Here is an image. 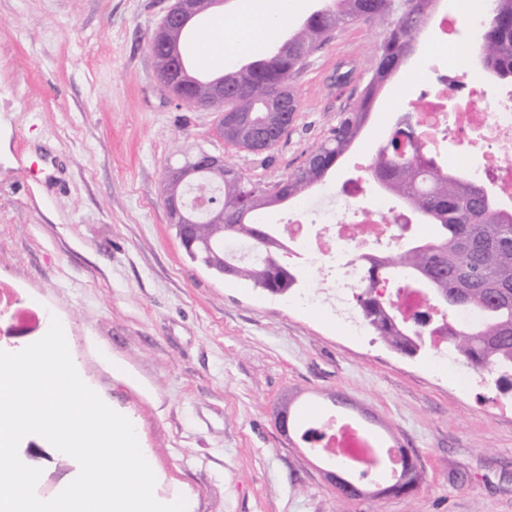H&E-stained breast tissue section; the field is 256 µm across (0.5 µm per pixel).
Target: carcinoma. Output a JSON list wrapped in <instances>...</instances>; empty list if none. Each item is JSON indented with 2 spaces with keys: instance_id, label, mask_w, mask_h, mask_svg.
<instances>
[{
  "instance_id": "1",
  "label": "carcinoma",
  "mask_w": 512,
  "mask_h": 512,
  "mask_svg": "<svg viewBox=\"0 0 512 512\" xmlns=\"http://www.w3.org/2000/svg\"><path fill=\"white\" fill-rule=\"evenodd\" d=\"M434 0H325L308 15L302 28H292L293 38L277 39L271 48L247 67L231 71L232 93L224 102L226 112H246L255 117L272 96L294 91L293 82L306 60L331 38L340 25L375 16L390 19L386 37L371 62V76L358 103L344 113L328 136L303 164L281 181L293 199L326 180L352 148L366 125L378 93L412 52ZM481 35L482 69L500 80H512V0H492ZM190 28H185L180 49L188 71L205 80L203 68L190 53ZM371 177L385 192L404 200L434 227L432 237L419 250L406 247L378 266H367L358 302L364 321L387 345L403 352L417 350L422 329L431 336H448L456 356L474 369L499 373L498 381L512 385V214L496 207L483 194L484 186L444 169L424 157L412 143L409 123L391 132L372 161ZM191 198L210 205L224 204L227 222L199 224L197 257L216 267L236 268V277L259 285L267 278V261L288 253L284 244L260 237L257 229L263 210L275 205L265 185L247 178L226 180L214 186L201 179L190 186ZM231 241H244L260 257L240 261L229 250ZM382 278L404 274L409 283L429 292L459 293L461 310L478 315L475 323L448 321L432 328L425 320L420 329L402 340L389 324L391 302L375 292V272Z\"/></svg>"
}]
</instances>
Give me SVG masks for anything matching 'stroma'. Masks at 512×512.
Wrapping results in <instances>:
<instances>
[{
    "mask_svg": "<svg viewBox=\"0 0 512 512\" xmlns=\"http://www.w3.org/2000/svg\"><path fill=\"white\" fill-rule=\"evenodd\" d=\"M171 0H0V350L63 324L81 379L133 424L156 476L154 494L187 512H512V385L462 365L432 371L428 345L391 350L364 327H337L335 311L296 304L324 289L298 277L272 295L192 261L164 207L169 168L204 150L255 182L295 171L357 104L384 18L336 29L294 81L300 106L265 157L224 142L219 115L177 105L149 49ZM426 24L383 88L371 118L326 183L359 174L396 125L386 102L443 88L430 71ZM127 372L116 375L113 363ZM381 440L412 456L423 480L406 493L337 494L332 461L275 415L300 425L333 412L334 396ZM20 459L38 467L36 494L59 493L78 463L37 435Z\"/></svg>",
    "mask_w": 512,
    "mask_h": 512,
    "instance_id": "obj_1",
    "label": "stroma"
}]
</instances>
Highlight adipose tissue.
Returning a JSON list of instances; mask_svg holds the SVG:
<instances>
[{"mask_svg": "<svg viewBox=\"0 0 512 512\" xmlns=\"http://www.w3.org/2000/svg\"><path fill=\"white\" fill-rule=\"evenodd\" d=\"M290 6V0H242L240 20L247 27L249 36L233 41L224 38L223 17H214L209 35L200 42L207 67L213 68L222 64L227 50L230 49L241 54L257 53L271 41L273 32Z\"/></svg>", "mask_w": 512, "mask_h": 512, "instance_id": "obj_1", "label": "adipose tissue"}]
</instances>
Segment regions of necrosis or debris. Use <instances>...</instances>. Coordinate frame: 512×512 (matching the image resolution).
<instances>
[{"label": "necrosis or debris", "instance_id": "4bbe7bcc", "mask_svg": "<svg viewBox=\"0 0 512 512\" xmlns=\"http://www.w3.org/2000/svg\"><path fill=\"white\" fill-rule=\"evenodd\" d=\"M442 32L441 45L461 63L448 77L451 95L462 97L460 110L444 109L441 95L426 96L415 110L426 121L424 148L429 156L443 154L444 143L455 144L447 155L450 169L474 181L494 186L505 204H512V87L502 88L494 108H486L487 83L480 77L476 46L485 24L481 13L460 18L452 9L435 18ZM469 36H454L458 25ZM408 212L392 206L389 196L370 193L363 182H350L341 191L318 202L296 205L280 231L288 254L311 271H329V296L347 321H354L353 301L365 265L366 251L382 243L400 245V227L409 223ZM380 291L396 313L415 321L428 300L422 289L411 287L406 276L395 284L380 283Z\"/></svg>", "mask_w": 512, "mask_h": 512}]
</instances>
